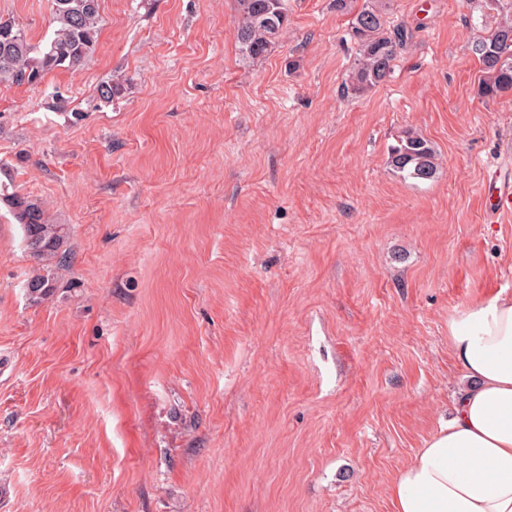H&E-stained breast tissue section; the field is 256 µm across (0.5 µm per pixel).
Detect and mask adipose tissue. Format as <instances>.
Wrapping results in <instances>:
<instances>
[{
  "label": "adipose tissue",
  "mask_w": 512,
  "mask_h": 512,
  "mask_svg": "<svg viewBox=\"0 0 512 512\" xmlns=\"http://www.w3.org/2000/svg\"><path fill=\"white\" fill-rule=\"evenodd\" d=\"M448 347L465 386L391 480L394 512H512V293L452 316Z\"/></svg>",
  "instance_id": "1"
}]
</instances>
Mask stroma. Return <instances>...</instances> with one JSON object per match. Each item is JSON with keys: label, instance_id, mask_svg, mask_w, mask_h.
Segmentation results:
<instances>
[{"label": "stroma", "instance_id": "obj_1", "mask_svg": "<svg viewBox=\"0 0 512 512\" xmlns=\"http://www.w3.org/2000/svg\"><path fill=\"white\" fill-rule=\"evenodd\" d=\"M367 2L288 0L251 59L236 0H101L81 69L0 83V512H393L450 317L512 292V92L479 93L473 0H383L406 44L342 96ZM409 132L434 179L391 166ZM8 191L67 231L46 298Z\"/></svg>", "mask_w": 512, "mask_h": 512}]
</instances>
